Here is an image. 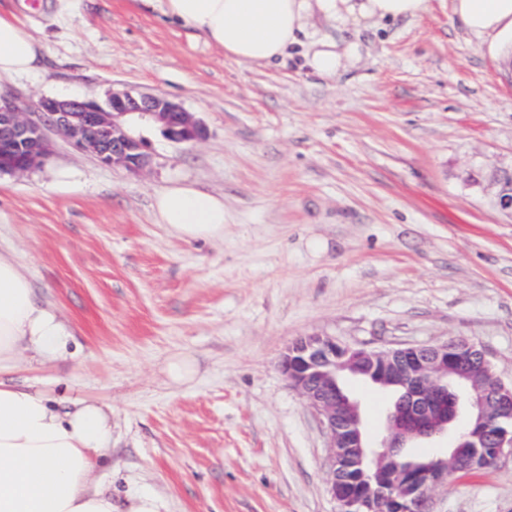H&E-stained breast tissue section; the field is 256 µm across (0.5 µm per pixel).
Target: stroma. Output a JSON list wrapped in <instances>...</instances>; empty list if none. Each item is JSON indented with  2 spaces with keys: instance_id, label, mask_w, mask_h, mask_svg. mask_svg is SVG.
I'll list each match as a JSON object with an SVG mask.
<instances>
[{
  "instance_id": "obj_1",
  "label": "stroma",
  "mask_w": 512,
  "mask_h": 512,
  "mask_svg": "<svg viewBox=\"0 0 512 512\" xmlns=\"http://www.w3.org/2000/svg\"><path fill=\"white\" fill-rule=\"evenodd\" d=\"M46 47L0 93L104 98L136 88L202 124L190 144L135 120L149 168L99 163L60 136L0 174V249L69 325L65 354L14 375L51 402L112 410L95 472L114 512H337L318 417L277 366L300 336L389 349L466 338L512 384V217L473 177L512 165V69L430 0L422 17L347 31L360 59L314 74L305 46L252 66L141 0H0ZM66 167L69 184L53 172ZM175 181L223 196L224 237L159 224ZM185 359L190 380L175 382ZM379 441L388 393L346 383ZM430 512H512V455L451 476Z\"/></svg>"
}]
</instances>
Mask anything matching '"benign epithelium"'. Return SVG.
I'll use <instances>...</instances> for the list:
<instances>
[{"mask_svg": "<svg viewBox=\"0 0 512 512\" xmlns=\"http://www.w3.org/2000/svg\"><path fill=\"white\" fill-rule=\"evenodd\" d=\"M133 116L158 124L165 136L178 143H191L201 136L198 122L179 103L130 88L112 89L102 101L42 97L30 105L0 95V173H23L42 165L52 153L45 134L48 129L105 165L141 171L149 163L144 145L121 123ZM489 187L494 208L512 217V173H494ZM466 349L480 359L482 373L488 376L483 387L473 384L472 373L454 364L456 351ZM338 368L353 376L377 378L388 388H400L420 421L408 422L396 412L387 420L380 445H372L363 430L358 402L336 388ZM279 369L321 418L334 469L351 458L359 465L366 462L380 467L415 442L447 436L448 415L437 404L448 400L450 374L461 389L453 401V413L457 417L466 411V428L482 430L512 414V386L494 375L485 352L464 340L377 350L338 343L331 336H301L284 350ZM473 466L474 459L459 444L450 454L432 458L407 481L392 478L367 497L336 477L331 478L330 493L339 512H362L368 502L370 512H387L386 504L397 500L401 501L399 512H429L430 491L448 484V472H464Z\"/></svg>", "mask_w": 512, "mask_h": 512, "instance_id": "benign-epithelium-1", "label": "benign epithelium"}]
</instances>
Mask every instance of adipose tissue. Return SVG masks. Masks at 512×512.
Instances as JSON below:
<instances>
[{
  "label": "adipose tissue",
  "mask_w": 512,
  "mask_h": 512,
  "mask_svg": "<svg viewBox=\"0 0 512 512\" xmlns=\"http://www.w3.org/2000/svg\"><path fill=\"white\" fill-rule=\"evenodd\" d=\"M208 43L225 58L255 66L284 59L306 38V64L331 78L359 45L333 39L327 27H355L418 18L428 0H143ZM453 14L481 48L512 63V0H452ZM42 43L16 18L0 15V76L38 71ZM159 223L192 242L224 236V199L188 182L154 197ZM71 335L41 303L10 253L0 251V512H113L110 489L93 473L112 447V412L78 399L57 409L40 391L2 381L24 353L60 355Z\"/></svg>",
  "instance_id": "1"
}]
</instances>
